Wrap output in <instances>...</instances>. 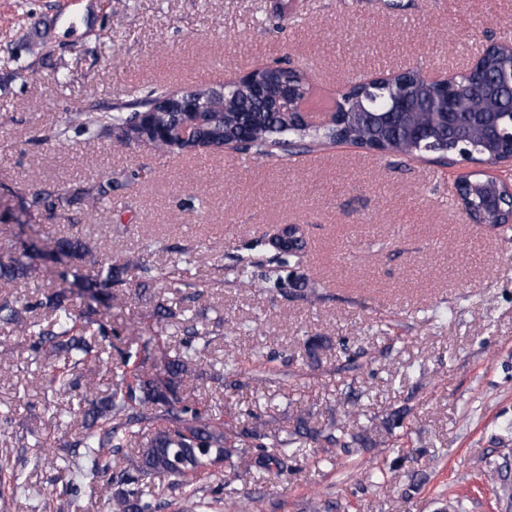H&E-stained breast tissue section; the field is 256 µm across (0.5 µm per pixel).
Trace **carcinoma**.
<instances>
[{
    "label": "carcinoma",
    "mask_w": 512,
    "mask_h": 512,
    "mask_svg": "<svg viewBox=\"0 0 512 512\" xmlns=\"http://www.w3.org/2000/svg\"><path fill=\"white\" fill-rule=\"evenodd\" d=\"M512 54L509 46L501 44L484 51L481 67L475 76L455 87L457 105L477 112H488L500 124L501 141L498 146L489 143L480 128L473 127L465 135L448 125L437 122L432 113L393 111L402 99H415L422 94L423 84L419 68L412 67L391 81L359 84L340 94L336 101L341 111L340 120L317 133L301 126L291 112L271 110V104L283 85L289 84L297 97L317 107L312 98V86L303 70L285 68L266 70L258 75L264 96L257 97L246 84L224 88V99H218L214 89L195 90L199 112L186 116L173 112L178 93L157 87L145 95L113 106L111 112H76L58 126L56 136L66 135L75 128L90 137L106 134L127 142L137 141L144 132V114L154 111L153 119L160 127L175 131L183 124L196 127L193 141L185 142L176 136L163 140L158 149L164 152L219 151L224 144L242 136L243 125H249L251 134L242 151L254 159L274 158L278 147L294 143L305 147L307 142L344 138L382 156H413L439 154L444 157H462L477 163L494 158L495 152L512 150ZM419 124L425 129L420 140H410L406 127ZM487 188L480 185L476 175L460 178V187L453 199L470 207L472 219L496 228L509 229L512 206L504 204V211L480 209V198ZM259 245L273 252L272 267L264 274L269 286L281 289L291 282L293 270L299 268L305 257L302 233L293 225L285 224L277 234L260 240ZM55 251L64 257L71 268L94 258L89 243L78 236L55 239ZM26 252H18L13 241L0 239V288H12L18 282L32 278V265ZM138 271L140 277L160 283L164 273L149 264L143 256H131L124 267ZM123 267L112 264L99 270L97 286L110 290L121 282ZM52 310L51 322L27 320L23 316L20 297L15 293H0V323L16 327L19 335L33 338L31 363L43 369L48 383L60 382L72 388L84 387L82 398L94 394L91 383L80 384L76 371L90 360L109 367L115 380L112 397L91 400V407L68 410L59 415V425L65 428L79 426L81 437L76 450L63 459L64 468L74 476L68 492L76 496L82 484L76 478L90 475L97 478L109 475L102 492L112 502L113 512H158L161 503L145 491L144 480L151 476H168L188 487L184 493L187 512H206L211 501L192 486L194 477L207 472L216 463L225 467L224 482L229 484L240 477V468L255 467L279 478L288 473V459L309 441H324L326 455L322 462L336 467L340 454L366 442L364 436L349 429L346 423L330 420L318 428L310 424L306 409L297 411L294 424L284 437L260 429L236 430L223 417L186 403L178 392L181 387L198 378L205 362L206 336L189 326L190 318L171 307H158L163 319H172V326L183 329L186 338L181 350L174 356H163L160 364L151 368L129 369L131 355L118 363L103 357V342L109 338L106 325L96 318V310L70 306L61 292H54L39 302ZM65 353L64 364L57 366L51 357ZM164 417L169 425L159 427L156 422ZM137 449L136 460L128 463L119 453L124 448Z\"/></svg>",
    "instance_id": "1"
}]
</instances>
